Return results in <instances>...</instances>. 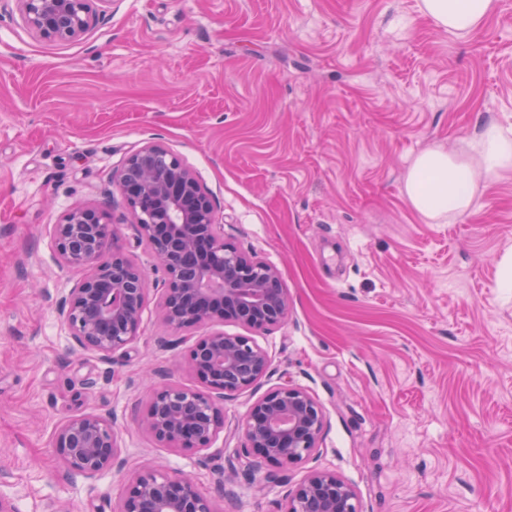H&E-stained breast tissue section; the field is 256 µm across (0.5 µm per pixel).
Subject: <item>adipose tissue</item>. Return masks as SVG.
<instances>
[{"instance_id":"obj_1","label":"adipose tissue","mask_w":512,"mask_h":512,"mask_svg":"<svg viewBox=\"0 0 512 512\" xmlns=\"http://www.w3.org/2000/svg\"><path fill=\"white\" fill-rule=\"evenodd\" d=\"M497 0H421V13L444 30L468 36L496 10ZM512 174V130L488 123L458 153L433 147L418 154L404 178V194L425 219L436 221L469 211L477 177Z\"/></svg>"}]
</instances>
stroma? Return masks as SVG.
<instances>
[{
  "label": "stroma",
  "mask_w": 512,
  "mask_h": 512,
  "mask_svg": "<svg viewBox=\"0 0 512 512\" xmlns=\"http://www.w3.org/2000/svg\"><path fill=\"white\" fill-rule=\"evenodd\" d=\"M420 0H117L79 39L0 11V497L16 512H116L146 466L190 478L216 512H283L287 489L336 473L359 512H512V177L431 223L404 196L423 150L512 126V0L470 37ZM158 143L210 193L225 240L275 265L287 319L257 334L270 371L225 398L203 451L143 424L193 332L162 319L165 275L112 175ZM76 206L144 269L136 342L78 350L57 302L77 274L54 224ZM291 383L323 407L318 451L285 469L236 457L250 403ZM112 416L121 471L87 481L56 428Z\"/></svg>",
  "instance_id": "obj_1"
}]
</instances>
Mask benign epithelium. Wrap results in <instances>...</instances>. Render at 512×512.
<instances>
[{
    "label": "benign epithelium",
    "mask_w": 512,
    "mask_h": 512,
    "mask_svg": "<svg viewBox=\"0 0 512 512\" xmlns=\"http://www.w3.org/2000/svg\"><path fill=\"white\" fill-rule=\"evenodd\" d=\"M40 38L75 40L97 5L112 0H14ZM140 234L165 273L164 322L174 331L203 328L185 355L200 387L165 383L149 400L145 425L172 448L205 450L224 430L220 402L260 383L270 358L252 337L288 317L289 297L278 269L240 251L217 229L216 210L195 174L171 150L147 144L131 152L117 174ZM114 236L106 215L75 207L52 237L63 264L78 274L59 310L77 346L106 359L139 338L149 288L143 269L121 254L105 257ZM241 324L247 335L216 326ZM325 415L304 389L288 384L256 398L238 424L240 453L256 466L289 467L318 449ZM53 447L69 471L85 479L123 467L115 422L86 413L61 424ZM284 512H358L356 494L329 471H314L285 495ZM117 512H214L193 481L146 468L127 485Z\"/></svg>",
    "instance_id": "obj_1"
}]
</instances>
